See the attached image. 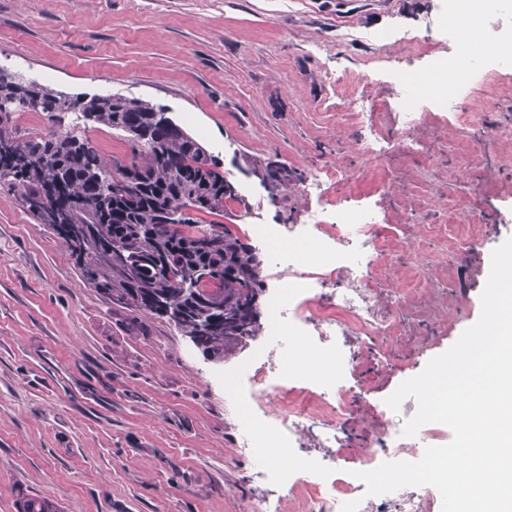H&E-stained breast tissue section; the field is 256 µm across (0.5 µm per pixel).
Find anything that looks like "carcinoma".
<instances>
[{
    "mask_svg": "<svg viewBox=\"0 0 512 512\" xmlns=\"http://www.w3.org/2000/svg\"><path fill=\"white\" fill-rule=\"evenodd\" d=\"M0 99L48 117L90 114V121L126 134L130 152L104 158L88 137L49 130L36 137L12 128L0 147V184L21 204L45 198L53 234L69 252L83 281L111 304L143 316L165 317L203 351L228 356L261 329V303L249 294L265 289L262 260L233 229L203 224L196 215H222L232 175L193 136L149 101L99 94L68 96L0 72ZM271 191L288 186L269 164L252 163ZM63 194L53 198L49 189ZM219 277L224 302L204 291ZM22 512H57L42 497L24 500Z\"/></svg>",
    "mask_w": 512,
    "mask_h": 512,
    "instance_id": "obj_1",
    "label": "carcinoma"
}]
</instances>
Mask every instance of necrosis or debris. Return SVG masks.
<instances>
[{
	"instance_id": "necrosis-or-debris-1",
	"label": "necrosis or debris",
	"mask_w": 512,
	"mask_h": 512,
	"mask_svg": "<svg viewBox=\"0 0 512 512\" xmlns=\"http://www.w3.org/2000/svg\"><path fill=\"white\" fill-rule=\"evenodd\" d=\"M464 19L460 0H448L445 23L455 42L447 50H431L424 55L433 75H452L450 90L438 99L437 106L463 125L469 123L470 115L462 110V102H474L479 94L472 78V46L458 36ZM392 73L398 88L393 119L406 131L421 119L415 90L417 75L399 63L393 65ZM345 96L359 119L355 140L360 153L372 156L386 152L376 127L362 120L366 100L363 89L348 88ZM242 221L267 257L266 277L275 281L269 293L274 317L266 336L275 339L286 328L302 340L304 348L285 358L270 349L260 359L252 374L257 390L247 412L253 425L243 429L240 451L261 460L260 470L275 491L295 493L296 512H358L356 490L362 487V480H335L332 456L301 452L303 427L319 425L334 433L346 432L347 417L356 399L355 391L334 367L340 348L326 327L319 292L321 280L308 270L307 256L313 253L333 264L329 278L336 283L334 305L341 314L336 324L342 331L395 337L399 334L398 322L372 302V282L363 270L381 266L397 245L378 231L376 213L354 210L343 203L337 204L332 222L326 224H270L263 210L251 206L245 208ZM306 359L317 371L311 380L305 379L300 367ZM272 404L281 406V413L266 415V408ZM272 449L278 454L277 460L264 461V454ZM307 470L314 474V481L304 479Z\"/></svg>"
}]
</instances>
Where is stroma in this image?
Wrapping results in <instances>:
<instances>
[{
    "label": "stroma",
    "instance_id": "1",
    "mask_svg": "<svg viewBox=\"0 0 512 512\" xmlns=\"http://www.w3.org/2000/svg\"><path fill=\"white\" fill-rule=\"evenodd\" d=\"M442 0H0V70L68 93L141 98L200 140L239 195L223 223L260 202L272 224L336 206L376 209L405 259L374 272L376 304L402 335L346 334V379L359 402L353 447L335 449L336 475L359 457L420 460L451 441L424 425L398 452L414 398L386 399L445 352L481 314L491 254L512 237V67L474 107L471 126L423 100L411 156H361L337 78L364 86L366 119L398 142L385 85L390 64L421 66L415 35L442 41ZM386 30L387 43L371 32ZM295 172L271 196L248 163ZM342 169L322 199L305 183ZM444 224L447 239L427 235ZM266 336L212 362L160 317L133 319L81 279L53 233L0 187V512L29 496L59 512H253L264 487L236 444L246 396L235 381Z\"/></svg>",
    "mask_w": 512,
    "mask_h": 512
}]
</instances>
